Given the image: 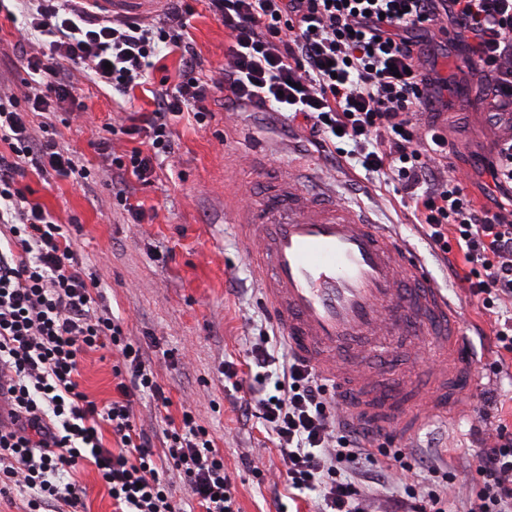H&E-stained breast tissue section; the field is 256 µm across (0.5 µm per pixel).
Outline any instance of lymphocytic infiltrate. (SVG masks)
Instances as JSON below:
<instances>
[{"instance_id":"1","label":"lymphocytic infiltrate","mask_w":512,"mask_h":512,"mask_svg":"<svg viewBox=\"0 0 512 512\" xmlns=\"http://www.w3.org/2000/svg\"><path fill=\"white\" fill-rule=\"evenodd\" d=\"M33 80L22 96H0V495L24 498L26 512H78L81 487L62 482L82 463L95 465L118 512H180L164 472L178 474L201 512H238L224 452L190 407L164 416L161 442L138 427L132 396L157 406L172 401L148 354L121 321L99 306L100 278L79 263L63 227L18 188L27 168L65 175L77 165L52 137L34 138L26 111L52 115L72 99L69 66L95 84L129 96L146 82L161 50L180 54L175 90H154L152 111L127 134L146 133L149 151H102L117 175L128 212L129 178L148 182L155 157L172 149L169 120L189 111L204 121L216 93L228 112H278L300 118L312 143L384 176L443 253L459 250L464 282L485 309L512 304V135L497 139L486 167L504 204L477 206L456 173L448 142L414 123L430 111L435 81L421 65L422 40L451 34L477 59L492 108L512 112V0H208L227 30L223 68L206 70L186 29L189 0H166L164 19L149 24L94 15L85 0H19ZM55 60L47 68L46 60ZM109 350L117 396L100 405L78 381L83 355ZM276 397L245 403L274 434L290 488L320 491L322 512H372L350 479L372 462L383 485L400 448H371L333 394L300 361L283 366ZM109 426L116 441L99 435ZM162 453H155V446ZM481 485L468 512H512V432L488 429L477 456ZM401 512H447L444 485L404 486Z\"/></svg>"}]
</instances>
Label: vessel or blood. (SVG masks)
<instances>
[{
	"label": "vessel or blood",
	"instance_id": "1",
	"mask_svg": "<svg viewBox=\"0 0 512 512\" xmlns=\"http://www.w3.org/2000/svg\"><path fill=\"white\" fill-rule=\"evenodd\" d=\"M271 184L260 205L238 212L237 232L257 244L252 268L293 354L371 430L410 435L468 413L472 353L457 311L414 254L330 188L312 191L293 176ZM400 339L409 360L423 344L441 350L426 371L431 390L418 389L417 372L397 376L376 363L377 348Z\"/></svg>",
	"mask_w": 512,
	"mask_h": 512
}]
</instances>
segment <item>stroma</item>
<instances>
[{
    "label": "stroma",
    "mask_w": 512,
    "mask_h": 512,
    "mask_svg": "<svg viewBox=\"0 0 512 512\" xmlns=\"http://www.w3.org/2000/svg\"><path fill=\"white\" fill-rule=\"evenodd\" d=\"M192 4L194 47L207 67H221L228 34L205 0ZM22 25V16L0 12V93L6 95H22L28 77L18 44ZM423 66L438 85L435 105L419 115V125L432 127L458 148L454 163L467 175L477 206L495 208L503 197L492 188L484 160L495 139L512 127L495 123L482 75L454 45L429 41ZM71 74L83 114L55 123L53 130L60 147L90 175L65 178L31 170L23 184L62 224L84 267L99 273V302L146 349L171 397L170 414L179 416L181 406H190L199 424L216 437L234 479L239 512L317 510L315 493L288 491L284 463L265 427L237 410L239 394L218 371L230 362L238 373L247 372L260 327L273 324L246 250L233 232L231 207L239 199L257 204L267 178L279 174L323 183L347 204L368 212L374 223L395 225L398 240L414 249L432 283L457 307L479 381L470 397L471 416L430 424L408 438L382 437L376 445L416 449L411 465L423 460L451 473L448 512H467L479 488L480 432L499 424L512 430V353L498 346L496 313L465 288L461 277L469 267L462 254L434 248L392 187L354 162L329 158L308 142L300 126H289L274 112L225 111L220 94L205 122H196L190 113L172 120L173 151L155 163L151 184L136 185L143 212L133 217L118 204L112 169L102 164L95 145L109 139L118 154L139 146V139L124 132L128 117L151 111L152 90L178 83L179 56L169 54L163 68L151 71L148 90H135L124 100L94 85L81 69ZM499 360L504 372L497 375L491 366ZM113 362V356L95 352L80 363L81 387L97 403L116 395ZM74 479L84 489L83 512H115L94 466L82 465Z\"/></svg>",
    "instance_id": "stroma-1"
}]
</instances>
